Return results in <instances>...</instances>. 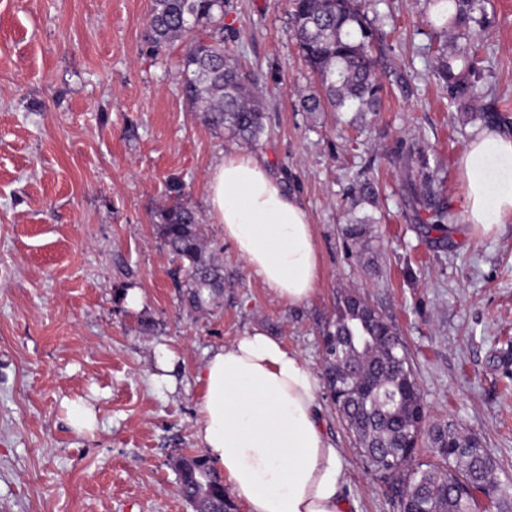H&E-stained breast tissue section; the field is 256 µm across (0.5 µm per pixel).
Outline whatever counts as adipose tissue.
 Here are the masks:
<instances>
[{
  "label": "adipose tissue",
  "instance_id": "obj_1",
  "mask_svg": "<svg viewBox=\"0 0 512 512\" xmlns=\"http://www.w3.org/2000/svg\"><path fill=\"white\" fill-rule=\"evenodd\" d=\"M464 219L512 223V136L487 128L459 157ZM207 208L252 276L281 301H308L321 276L312 217L264 158L233 148L208 169ZM195 438L246 512H348L345 458L325 433L320 378L264 329L209 350L198 368Z\"/></svg>",
  "mask_w": 512,
  "mask_h": 512
}]
</instances>
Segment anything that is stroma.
I'll list each match as a JSON object with an SVG mask.
<instances>
[{"label": "stroma", "mask_w": 512, "mask_h": 512, "mask_svg": "<svg viewBox=\"0 0 512 512\" xmlns=\"http://www.w3.org/2000/svg\"><path fill=\"white\" fill-rule=\"evenodd\" d=\"M485 7L477 105L511 135L512 0ZM150 8L0 0V512H193L172 460L197 446L195 374L207 350L258 327L321 371V336L348 288L395 327L430 422L479 437L498 478L512 479V224L483 236L461 222L451 246H434L406 199L407 169L389 160L423 147L462 215L458 159L486 123L433 76L431 0H370L378 70L398 78L356 128L345 113L297 110V91L317 80L291 35L289 0H224V45L258 78L266 109L252 151L304 200L322 273L307 302L288 306L209 223L224 292L204 312L182 304L154 213L176 183L206 214L207 171L231 142L182 95L184 41L149 51ZM367 178L378 222L360 251L342 227L348 188ZM165 351L179 359L171 384ZM79 399L96 411L93 430L70 423ZM320 404L347 461L349 512H398L328 393Z\"/></svg>", "instance_id": "stroma-1"}]
</instances>
